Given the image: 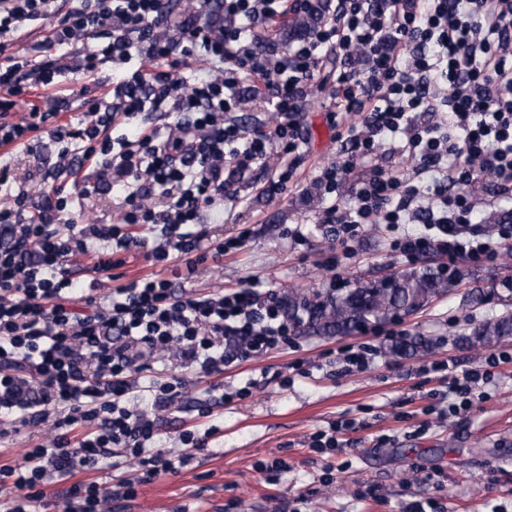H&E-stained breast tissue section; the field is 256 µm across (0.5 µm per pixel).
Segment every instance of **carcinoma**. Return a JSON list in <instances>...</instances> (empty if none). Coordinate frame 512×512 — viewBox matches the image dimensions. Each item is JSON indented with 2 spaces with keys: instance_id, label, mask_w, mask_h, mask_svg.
<instances>
[{
  "instance_id": "obj_1",
  "label": "carcinoma",
  "mask_w": 512,
  "mask_h": 512,
  "mask_svg": "<svg viewBox=\"0 0 512 512\" xmlns=\"http://www.w3.org/2000/svg\"><path fill=\"white\" fill-rule=\"evenodd\" d=\"M466 276L462 266L452 271L422 262L377 280L358 283L353 288L331 292H288V323L309 336H347L368 326H378L401 316H409L433 297L449 291L454 282ZM511 296L503 298L507 310L480 321L462 337L468 344H485L512 336ZM496 295L492 288L475 285L468 290L466 302L483 304ZM432 343L419 337H403L389 348L392 356L428 351Z\"/></svg>"
}]
</instances>
